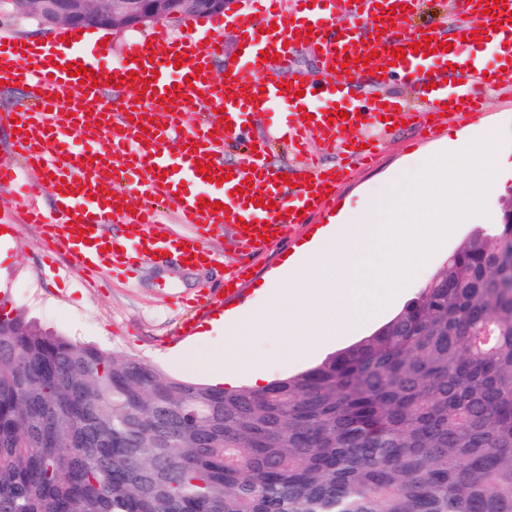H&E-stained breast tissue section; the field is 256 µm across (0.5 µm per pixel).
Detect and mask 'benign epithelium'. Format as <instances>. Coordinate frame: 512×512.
Returning a JSON list of instances; mask_svg holds the SVG:
<instances>
[{
    "mask_svg": "<svg viewBox=\"0 0 512 512\" xmlns=\"http://www.w3.org/2000/svg\"><path fill=\"white\" fill-rule=\"evenodd\" d=\"M233 0H11L13 9L40 26L136 29L171 17L209 18L223 14Z\"/></svg>",
    "mask_w": 512,
    "mask_h": 512,
    "instance_id": "7a95c632",
    "label": "benign epithelium"
}]
</instances>
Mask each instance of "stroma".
Instances as JSON below:
<instances>
[{
	"mask_svg": "<svg viewBox=\"0 0 512 512\" xmlns=\"http://www.w3.org/2000/svg\"><path fill=\"white\" fill-rule=\"evenodd\" d=\"M166 25L176 36L194 30L222 37L225 58L238 51L237 29L232 24L220 26L212 18L182 17L167 20ZM486 98L485 111L456 113L433 136L424 138L407 128L386 139L368 165L337 186L334 202L324 215L297 225L290 241L255 257L251 278L242 283L240 296L230 301V308L245 304L263 308L265 300L258 284L279 276L286 254L328 224L344 205H357L412 157L433 153L448 141L475 135L488 125L498 129L502 148L511 151L512 98L491 90ZM25 204V199L17 198L11 209L0 212V226L10 229L12 235L7 257L0 260V302L6 309L23 312L42 328L66 338L142 359L167 375L184 376V369L169 361L173 352L189 343L182 328L188 322L197 328L212 319V310L200 307L198 301L223 287L226 276L238 264L237 257L225 255L218 265L188 268L167 256L143 262L128 274L111 270L88 273L79 270L65 250L48 251L39 225L20 223ZM444 261L440 254L421 265L390 304L360 331L332 339L325 352L304 359L285 355L282 336L269 333L253 337L252 351L262 358L267 374L275 380L312 368L325 356L343 351L383 326L417 295Z\"/></svg>",
	"mask_w": 512,
	"mask_h": 512,
	"instance_id": "1",
	"label": "stroma"
}]
</instances>
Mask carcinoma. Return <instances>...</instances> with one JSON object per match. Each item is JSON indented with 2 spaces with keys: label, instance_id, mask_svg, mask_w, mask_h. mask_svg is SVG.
Here are the masks:
<instances>
[{
  "label": "carcinoma",
  "instance_id": "carcinoma-1",
  "mask_svg": "<svg viewBox=\"0 0 512 512\" xmlns=\"http://www.w3.org/2000/svg\"><path fill=\"white\" fill-rule=\"evenodd\" d=\"M512 222L372 335L212 387L0 302V512H512Z\"/></svg>",
  "mask_w": 512,
  "mask_h": 512
}]
</instances>
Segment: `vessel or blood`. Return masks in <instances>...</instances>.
Instances as JSON below:
<instances>
[{"label": "vessel or blood", "instance_id": "b4317fda", "mask_svg": "<svg viewBox=\"0 0 512 512\" xmlns=\"http://www.w3.org/2000/svg\"><path fill=\"white\" fill-rule=\"evenodd\" d=\"M380 0H247L234 18L241 53L227 66L225 79H214L212 66L224 57V42L172 37L165 25L125 51L117 66L102 62L111 48H86L71 37L77 63L87 76L70 75L55 66L41 45H20L0 37V79L25 88V103L0 112V128L15 129L11 143L29 167L43 175L19 184L18 171L0 164V188L19 186L30 205L24 221L43 228L48 247H64L82 270L109 264L130 267L165 251L195 266L213 260L207 238L223 231L231 253L267 250L288 239L306 223L303 209L320 214L332 201V187L355 166L369 163L390 131L413 126L432 132L437 116L455 111L480 112L482 93L459 72L448 69L450 55L431 41L430 55L410 52L417 34L394 35L393 25L377 19ZM466 18L452 23L454 40L489 25V39L512 41V0L485 7L471 0ZM406 54L394 59V47ZM313 49L326 79L310 83L288 77L297 48ZM272 53L263 61V53ZM350 56L343 64L342 56ZM393 74L422 98L413 112L399 100L374 104L367 112L351 107V94L367 74ZM287 108L282 130L294 148L297 167L276 168L265 146H253L247 123L254 113L277 114ZM338 109L348 118L335 117ZM197 112L195 128H184L185 114ZM365 129L362 141L345 139L351 128ZM316 136L323 153H339V164L322 169L304 154L308 136ZM176 155H169V142ZM234 151L225 161V151ZM216 170L205 180L199 166ZM137 189L144 203L128 208L123 187ZM51 197L52 209L39 201ZM168 206L180 223L193 225L175 234L159 211ZM133 228L132 237L105 236V220Z\"/></svg>", "mask_w": 512, "mask_h": 512}]
</instances>
